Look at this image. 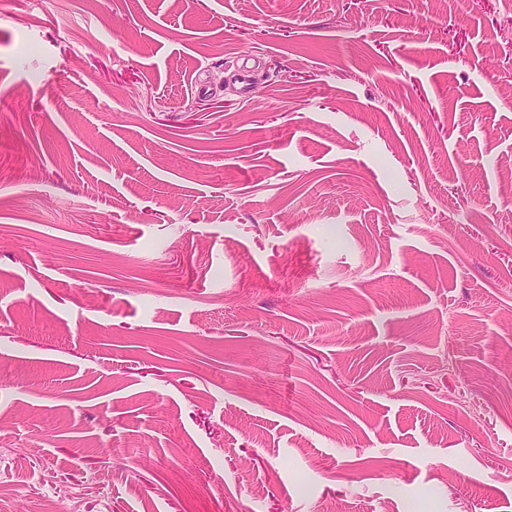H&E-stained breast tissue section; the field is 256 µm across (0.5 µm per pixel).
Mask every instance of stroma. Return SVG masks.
<instances>
[{
	"instance_id": "stroma-1",
	"label": "stroma",
	"mask_w": 512,
	"mask_h": 512,
	"mask_svg": "<svg viewBox=\"0 0 512 512\" xmlns=\"http://www.w3.org/2000/svg\"><path fill=\"white\" fill-rule=\"evenodd\" d=\"M511 167L512 0H0V512H512Z\"/></svg>"
}]
</instances>
